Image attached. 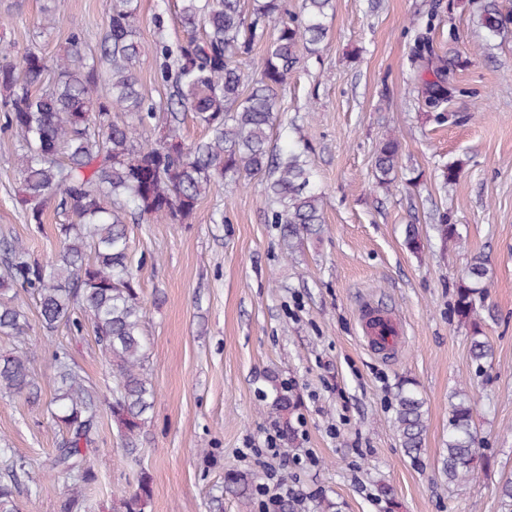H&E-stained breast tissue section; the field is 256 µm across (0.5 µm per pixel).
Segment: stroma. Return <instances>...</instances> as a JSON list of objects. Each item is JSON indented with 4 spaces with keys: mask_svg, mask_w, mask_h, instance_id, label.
Instances as JSON below:
<instances>
[{
    "mask_svg": "<svg viewBox=\"0 0 512 512\" xmlns=\"http://www.w3.org/2000/svg\"><path fill=\"white\" fill-rule=\"evenodd\" d=\"M46 0H0V39L35 46L47 62L66 53L71 33L96 53L106 0H65V23L39 33ZM170 39L183 38L178 0H139L138 34L154 38L158 8ZM437 8L428 22L429 8ZM319 58H301L280 99L310 143L323 193L320 235L286 251L269 223L261 179L215 184L186 224L128 222L145 311L148 368L157 396L132 467L110 418L87 456L99 470L88 512H112L152 478L148 512H262L257 493L241 495L229 476L253 484L265 475L254 449L277 426L273 459L288 484L307 492L292 512H502L501 470H512V32L487 39L467 0H336ZM462 64L464 95L448 109L467 122L429 119L408 56L418 33ZM402 143L395 187L372 181L376 147L387 134ZM16 136L0 130V239L17 238L32 258L59 250L56 204L42 226L27 224L17 203ZM457 162L455 185L441 190L436 168ZM224 221L212 223L215 210ZM448 215L462 235L444 245L432 226ZM419 227L422 249L404 244ZM487 255L490 284L481 313L493 361L477 367L469 329L453 314L455 281L470 256ZM401 315L407 339L393 354L367 347L358 310L364 302ZM68 325L53 336L30 330L33 368L52 373L56 342L99 386L112 377L92 333L71 342ZM427 409L418 459L408 458L392 425L402 382ZM289 389L297 405L269 411L262 391ZM466 388L489 465L480 477L448 485L438 461L448 438L450 394ZM60 438L41 405L0 397V439L30 463L18 480L20 512H58L66 493L44 462Z\"/></svg>",
    "mask_w": 512,
    "mask_h": 512,
    "instance_id": "1",
    "label": "stroma"
}]
</instances>
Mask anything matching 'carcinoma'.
I'll return each instance as SVG.
<instances>
[{
	"instance_id": "cac0c4a2",
	"label": "carcinoma",
	"mask_w": 512,
	"mask_h": 512,
	"mask_svg": "<svg viewBox=\"0 0 512 512\" xmlns=\"http://www.w3.org/2000/svg\"><path fill=\"white\" fill-rule=\"evenodd\" d=\"M44 10L41 28L53 29L64 18L61 0ZM480 26L490 37L512 30V10L500 0H472ZM335 0H180L179 21L187 38L169 40L164 15L153 16L152 43L137 33V0H109L98 53L82 54V38L49 71L40 52L0 43V111L4 130L17 135L16 161L21 180L19 205L30 224L43 223L46 204L60 198L65 216L57 225L60 248L51 260L32 259L17 239L0 240V334L22 344L0 356V395L37 398L41 386L26 346L29 319L14 299L23 292L38 300L37 319L47 336L60 323L73 338L91 328L94 341L112 369V385L101 390L77 366L70 348L52 353L54 387L48 412L61 438L49 470L70 488L59 512H87L86 495L99 480L83 449L96 443L101 415L110 416L118 434L133 443L154 406L156 389L147 372L145 312L129 254L126 219L146 223L185 224L211 186L220 181L247 185L265 175L270 205L268 221L281 225L288 249L318 235L325 223L316 172L305 140L289 139L280 151L271 134L281 112L278 90L298 62V52H320ZM264 45L256 76L244 73L242 59ZM160 59L158 77L167 88L166 102L147 100L132 72L140 57ZM459 57L435 53L424 35L417 36L410 64L422 83L425 107L440 124L450 118L448 102L464 94L452 75ZM53 76H48V73ZM192 117L205 136L185 142L181 124ZM401 141L393 134L376 149L375 183L396 184ZM460 165L440 169L441 188L456 183ZM433 229L443 244L461 240L448 216ZM489 287V266L481 254L471 256L456 281L454 313L469 326L470 356L477 366L492 361L493 347L480 320ZM271 408L286 411L294 400L285 390L262 393ZM448 418V443L440 473L450 485L475 480L483 444L473 424L468 395L454 392ZM425 402L412 387L396 395L393 426L410 458L421 454ZM0 463L10 480L0 479V512H20L12 478L29 474L28 462L0 448ZM501 506L512 512V471L498 481ZM151 478L140 471L136 488L119 500V512H146Z\"/></svg>"
}]
</instances>
